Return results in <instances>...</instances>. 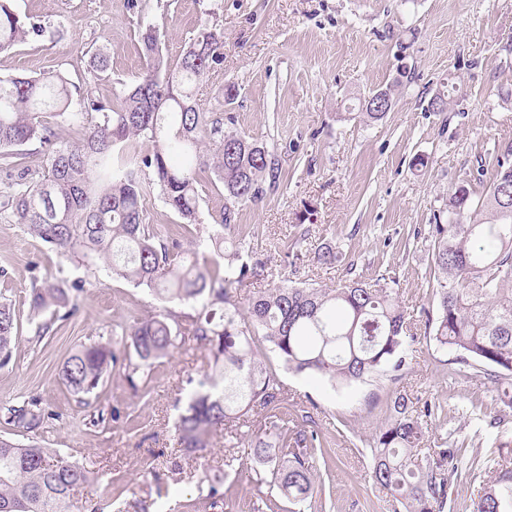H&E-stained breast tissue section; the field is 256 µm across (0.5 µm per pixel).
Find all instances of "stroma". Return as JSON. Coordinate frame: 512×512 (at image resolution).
<instances>
[{
    "instance_id": "stroma-1",
    "label": "stroma",
    "mask_w": 512,
    "mask_h": 512,
    "mask_svg": "<svg viewBox=\"0 0 512 512\" xmlns=\"http://www.w3.org/2000/svg\"><path fill=\"white\" fill-rule=\"evenodd\" d=\"M21 19L41 24L44 36L0 53V76L58 72L81 96L104 102L138 79L144 65L139 33L165 27L163 52L177 63L201 20L224 30V64L210 72L201 104L229 108L239 132L262 139L280 156L285 178L259 202L240 208L235 231L240 259L267 257L274 280L333 288L386 275L396 282L408 313L432 304L433 239L449 190L469 181L473 197L495 178L488 157L512 144V0H13ZM104 53L106 71L93 56ZM411 80H402L403 71ZM238 96L225 104L224 87ZM399 83L391 111L378 122L360 115L364 96ZM453 85L455 104L432 112L428 102ZM485 167H478L479 158ZM201 222L184 247L210 257L224 197L200 189ZM309 230L297 257H285L296 225ZM296 241V240H295ZM339 247L334 265L317 261L321 246ZM80 281L74 315L55 335L32 339L23 300L34 279ZM0 292L19 302V336L8 367L0 369V404L37 397L55 420L39 438L93 468L101 482L78 488L76 506L105 512H271L284 505L276 486L254 481L257 463L228 470L226 455L246 457L213 438L206 458L171 471L179 447L173 423L207 369L202 350H174L161 359L147 390L134 391L111 375L100 402L116 405L125 421L90 425L89 411L61 385L60 364L83 343L111 335L165 309L144 287L112 278L103 261H66L19 225L0 216ZM417 357L399 383L369 379L331 384L284 368L263 339L258 358L277 368L288 391V416H312L331 450L319 467V512H386L387 496L369 478L365 445L384 419L372 400L401 386L446 409L488 396L474 371L449 374L446 352L419 337ZM224 478V505L211 508L198 481Z\"/></svg>"
}]
</instances>
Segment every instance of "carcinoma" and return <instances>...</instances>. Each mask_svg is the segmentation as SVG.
Here are the masks:
<instances>
[{
  "mask_svg": "<svg viewBox=\"0 0 512 512\" xmlns=\"http://www.w3.org/2000/svg\"><path fill=\"white\" fill-rule=\"evenodd\" d=\"M45 27L27 23L12 0H0V53ZM145 66L136 85L112 103L83 99L101 114L76 146L54 143L41 112L70 111L74 92L60 73L38 78L0 76V157L8 179L0 210L12 222L69 260H104L112 277L145 287L165 304H190L192 313H164L142 320L105 341L80 344L63 361L59 381L87 407L90 424L106 428L121 411L97 403L99 390L120 369L131 388L146 389L155 363L188 342L208 356V370L174 424L183 458L201 459L217 432L246 443L268 465L272 482L288 499L287 512H308L318 496L317 455L326 443L309 429L310 416L291 427L288 392L279 374L258 360L260 334L288 368L331 383L367 378L397 380L413 360L414 336L398 292L382 276L336 288L278 282L243 304L233 290L265 279L268 259L239 261L229 250L240 207L260 201L283 181L275 151L233 129L230 113L207 112L200 91L208 74L224 64V30L204 19L176 65L163 54L160 29L141 33ZM148 148L138 149V142ZM37 142L43 148L39 180L16 161L13 149ZM496 177L487 195L473 202L467 184L448 193L444 224L432 227L435 307L425 311L429 339L453 354L451 364L478 370L491 385V411L469 401L444 412L439 404L417 406L396 388L389 414L368 442L374 486L389 494L391 512H453V487L468 445L446 429L457 415H473L479 435L512 415V144L493 156ZM224 190L220 230L209 236L215 260L177 239L161 237L144 221L154 194L182 220L199 223V185L205 178ZM82 282L32 283L26 302L33 341L53 335L56 322L76 310ZM19 331L13 301L0 294V368L9 366ZM54 414L29 397L0 405L8 429L37 435ZM445 433L422 453L428 422ZM471 480L479 481L470 512H512V441L495 436L490 449H472ZM101 480L99 472L37 443L20 445L0 435V512H74L71 491ZM206 499L224 500L223 480L206 476Z\"/></svg>",
  "mask_w": 512,
  "mask_h": 512,
  "instance_id": "obj_1",
  "label": "carcinoma"
}]
</instances>
